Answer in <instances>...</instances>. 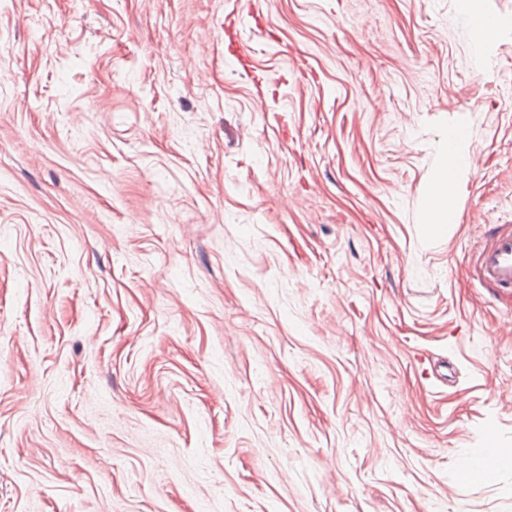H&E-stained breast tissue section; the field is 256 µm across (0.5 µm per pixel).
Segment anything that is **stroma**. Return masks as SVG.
<instances>
[{"mask_svg":"<svg viewBox=\"0 0 512 512\" xmlns=\"http://www.w3.org/2000/svg\"><path fill=\"white\" fill-rule=\"evenodd\" d=\"M478 5L482 47L461 0H0V512H512ZM467 130L461 127L448 130L443 141V152L455 158L450 159L441 152L439 156V176L429 187L426 224L434 229L447 228L448 216L454 214L453 200L460 190L456 173L461 167L458 158L463 157L462 141L467 138ZM460 141V142H459ZM459 142L458 146L457 143ZM457 146V149H456ZM473 279L482 287L512 292V225L500 224L470 258Z\"/></svg>","mask_w":512,"mask_h":512,"instance_id":"1","label":"stroma"}]
</instances>
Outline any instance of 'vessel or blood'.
<instances>
[{
  "label": "vessel or blood",
  "instance_id": "b4317fda",
  "mask_svg": "<svg viewBox=\"0 0 512 512\" xmlns=\"http://www.w3.org/2000/svg\"><path fill=\"white\" fill-rule=\"evenodd\" d=\"M474 280L482 287L512 292V225H498L470 258Z\"/></svg>",
  "mask_w": 512,
  "mask_h": 512
}]
</instances>
